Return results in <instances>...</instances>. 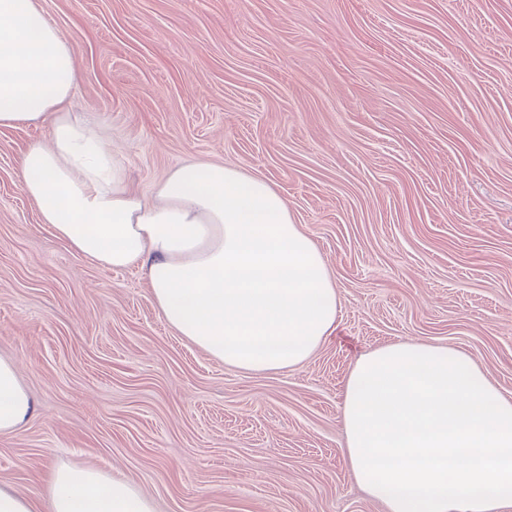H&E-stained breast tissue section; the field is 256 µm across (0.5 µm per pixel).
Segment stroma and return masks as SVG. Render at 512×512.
<instances>
[{
  "label": "stroma",
  "instance_id": "35a3bbf8",
  "mask_svg": "<svg viewBox=\"0 0 512 512\" xmlns=\"http://www.w3.org/2000/svg\"><path fill=\"white\" fill-rule=\"evenodd\" d=\"M79 111L144 193L189 161L267 180L339 296L302 366L225 367L176 335L141 271L74 253L21 190L48 124L0 128V355L33 418L0 484L60 463L156 512H386L353 480L342 405L398 340L468 353L512 397V0H39Z\"/></svg>",
  "mask_w": 512,
  "mask_h": 512
}]
</instances>
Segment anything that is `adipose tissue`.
Returning a JSON list of instances; mask_svg holds the SVG:
<instances>
[{
  "instance_id": "adipose-tissue-1",
  "label": "adipose tissue",
  "mask_w": 512,
  "mask_h": 512,
  "mask_svg": "<svg viewBox=\"0 0 512 512\" xmlns=\"http://www.w3.org/2000/svg\"><path fill=\"white\" fill-rule=\"evenodd\" d=\"M68 38L36 0H0V127L50 121L21 156V189L43 223L90 262L141 269L167 324L226 367L304 363L336 328L339 298L315 242L264 179L190 162L144 195L105 131L68 104ZM34 402L0 356V435ZM355 482L387 512H512V398L464 351L400 340L354 364L342 406ZM0 512H154L128 481L56 465L45 508L0 486Z\"/></svg>"
}]
</instances>
